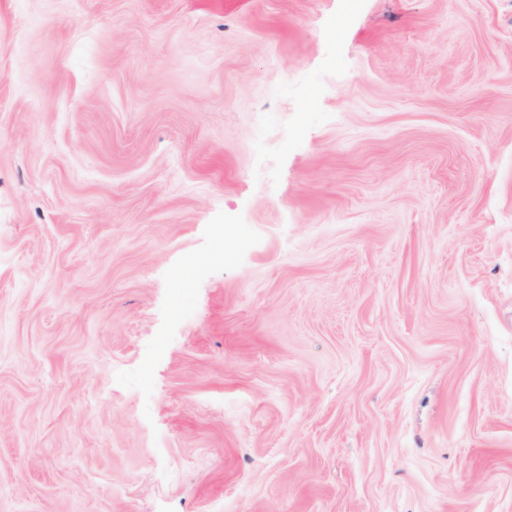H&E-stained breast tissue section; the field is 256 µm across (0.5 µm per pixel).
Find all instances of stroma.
Returning <instances> with one entry per match:
<instances>
[{"mask_svg":"<svg viewBox=\"0 0 512 512\" xmlns=\"http://www.w3.org/2000/svg\"><path fill=\"white\" fill-rule=\"evenodd\" d=\"M0 512H512V0H0Z\"/></svg>","mask_w":512,"mask_h":512,"instance_id":"1","label":"stroma"}]
</instances>
